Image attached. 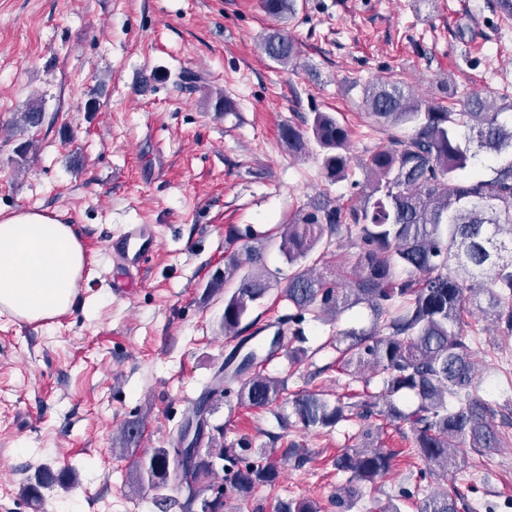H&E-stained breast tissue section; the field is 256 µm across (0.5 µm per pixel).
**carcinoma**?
<instances>
[{"label": "carcinoma", "mask_w": 512, "mask_h": 512, "mask_svg": "<svg viewBox=\"0 0 512 512\" xmlns=\"http://www.w3.org/2000/svg\"><path fill=\"white\" fill-rule=\"evenodd\" d=\"M263 10L281 21L295 11V0H261ZM264 54L288 65L297 59L295 41L275 30L263 41ZM362 100L387 134V143L365 150L369 183L362 200L350 207L326 194L280 235L279 250L292 272L278 294L288 303V331L296 347L246 348L250 337L242 324L251 303L278 284L264 261L262 245L244 246L246 260L232 256L224 272L211 278L214 290L235 284L224 294V335L239 343L224 359L213 382L240 404L269 408L279 403L286 381L264 371L283 354L289 364L313 358L305 342L308 320L333 321L359 305L373 318L368 329L336 333L338 369L366 390L332 401L320 393L299 392L288 398L290 418L307 431L356 422L361 445L336 459V467L358 482L375 483L392 467V455L367 445L370 420L406 423L415 447L431 472L448 474L459 466L463 448L490 452L512 441V407L488 398L479 376L492 370L473 350L482 330L474 310L491 317L502 336H512V102L477 93L453 110L416 96L402 80H376L363 86ZM44 120L35 99L20 121L26 130ZM288 144L301 149L308 137L319 148L325 177L346 179L350 134L328 112L314 113L300 132L283 131ZM489 173H484V170ZM347 242L354 249L351 273L318 272V249ZM378 391L369 392L372 379ZM215 387H205L193 412L212 413ZM224 432L214 427L205 448H156L139 458L135 486L152 491L161 512H188L201 500V512H223V498L208 499L218 474L227 470L240 496L257 485L273 486L280 471L267 458L238 467L242 458L224 447ZM187 490L184 502L163 494L172 479ZM420 512H457L456 500L443 490L425 497Z\"/></svg>", "instance_id": "1"}]
</instances>
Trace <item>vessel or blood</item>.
Instances as JSON below:
<instances>
[{
    "label": "vessel or blood",
    "mask_w": 512,
    "mask_h": 512,
    "mask_svg": "<svg viewBox=\"0 0 512 512\" xmlns=\"http://www.w3.org/2000/svg\"><path fill=\"white\" fill-rule=\"evenodd\" d=\"M161 237L157 225L127 224L108 241L105 251L123 274L112 281V294L126 296L130 288L140 284L147 259L159 251Z\"/></svg>",
    "instance_id": "vessel-or-blood-1"
}]
</instances>
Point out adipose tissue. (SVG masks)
I'll list each match as a JSON object with an SVG mask.
<instances>
[{
    "instance_id": "adipose-tissue-1",
    "label": "adipose tissue",
    "mask_w": 512,
    "mask_h": 512,
    "mask_svg": "<svg viewBox=\"0 0 512 512\" xmlns=\"http://www.w3.org/2000/svg\"><path fill=\"white\" fill-rule=\"evenodd\" d=\"M85 252L71 225L37 210L0 218V309L31 322L67 313Z\"/></svg>"
}]
</instances>
